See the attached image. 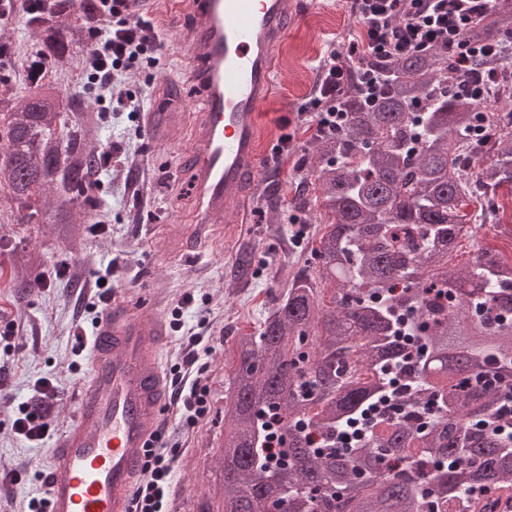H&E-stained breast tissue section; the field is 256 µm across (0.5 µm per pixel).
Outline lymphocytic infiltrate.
Instances as JSON below:
<instances>
[{
	"label": "lymphocytic infiltrate",
	"mask_w": 512,
	"mask_h": 512,
	"mask_svg": "<svg viewBox=\"0 0 512 512\" xmlns=\"http://www.w3.org/2000/svg\"><path fill=\"white\" fill-rule=\"evenodd\" d=\"M85 22L95 42L86 60L102 89H110L119 73L130 70L152 49L159 34L152 20L138 12V0H87ZM496 0H348L347 8L359 31L346 41L344 52H330L315 66L313 92L298 114L313 136L341 131L344 112L337 103L345 96L352 69L362 68L365 58L376 57L394 63L415 53L444 47L455 57L458 89L475 104L492 94L493 86L512 78L510 68L479 69L482 59L502 56L503 48L471 45L466 33L476 17L494 8ZM363 70V68H362ZM362 85L367 99H374L380 83L372 72L363 70ZM36 403H22L12 423L14 432L31 442L45 439L50 428L55 397L50 379L34 388ZM179 448L149 451L146 478L133 498L132 512H168L169 478Z\"/></svg>",
	"instance_id": "f902f5d3"
}]
</instances>
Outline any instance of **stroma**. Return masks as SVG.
Returning a JSON list of instances; mask_svg holds the SVG:
<instances>
[{
    "instance_id": "35a3bbf8",
    "label": "stroma",
    "mask_w": 512,
    "mask_h": 512,
    "mask_svg": "<svg viewBox=\"0 0 512 512\" xmlns=\"http://www.w3.org/2000/svg\"><path fill=\"white\" fill-rule=\"evenodd\" d=\"M148 16L157 27L162 48L154 60L119 75L109 101H95L103 116L100 136L105 147L119 154L100 171L99 213L103 233L78 224L87 239V252L66 250L50 225L20 224L10 210L0 211V468L18 473L19 480L0 493V512H28L31 498L45 496L42 477L48 467V445L34 446L11 428L18 407L30 401L33 386L51 378L57 393L56 411L49 432L57 439L74 416L76 382L88 370L94 330L90 305L96 293L73 282L84 276L112 272V291L137 297L160 293V311L166 320H179L171 331L161 359L170 391L182 389L178 373L184 364L182 332L208 321L211 329L206 350L199 353L202 381L207 384L209 411L187 426L171 412L163 429L164 440L178 444L170 486V512H217L224 494L218 460L224 431V394L237 366L234 339L258 330L273 311L286 287L287 270L296 253L311 250V239L293 240L288 212L294 207L300 182L296 170L300 151L309 140L298 128L291 152L281 166H265L263 183L272 184L276 209H268L261 189H253L238 206L239 221L207 230L197 249L176 252L175 238L194 235L196 203L188 191L187 154L194 145L193 92L185 76L186 60L176 48V35L166 22L163 0H145ZM353 29L345 0H304L298 23L278 55L275 95L261 116V151L270 156L281 135L282 118L294 117L309 96L315 79L313 66L327 49ZM0 37L9 39L16 52L0 60V93L23 94L27 87L24 59L37 49V41L21 15L0 24ZM136 97L141 111L177 112L182 119L167 145L150 136L140 119L120 108ZM37 249L43 264L39 286L17 297L10 286L13 248ZM512 253V237L486 225L474 237L462 240L452 258L461 266L478 250ZM250 252L247 276H239L237 258Z\"/></svg>"
}]
</instances>
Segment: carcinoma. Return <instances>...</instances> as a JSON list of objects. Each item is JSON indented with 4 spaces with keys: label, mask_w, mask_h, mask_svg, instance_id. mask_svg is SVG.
<instances>
[{
    "label": "carcinoma",
    "mask_w": 512,
    "mask_h": 512,
    "mask_svg": "<svg viewBox=\"0 0 512 512\" xmlns=\"http://www.w3.org/2000/svg\"><path fill=\"white\" fill-rule=\"evenodd\" d=\"M29 20L39 53L26 60L25 95L0 98V168L20 224H51L71 249L80 210L98 208L101 117L42 70H71L90 49L81 23ZM475 43L512 42V0L468 30ZM389 90L371 110L356 83L340 109L343 130L311 141L297 206L318 224L320 259L288 280L259 331L234 340L238 366L224 406L220 472L224 512H496L488 491L512 486V441L484 422L512 387V262L485 250L448 268L460 239L501 224L497 192L512 189V92L485 102L476 141L474 102L457 92L448 50L396 65L370 58ZM13 266L41 257L13 251ZM331 305L321 304L324 291ZM412 386L396 418L377 417L361 441L336 448L390 389L386 367ZM434 415L421 418L428 401ZM277 415L288 466L264 461L261 427Z\"/></svg>",
    "instance_id": "carcinoma-1"
}]
</instances>
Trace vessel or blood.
Wrapping results in <instances>:
<instances>
[{"label":"vessel or blood","mask_w":512,"mask_h":512,"mask_svg":"<svg viewBox=\"0 0 512 512\" xmlns=\"http://www.w3.org/2000/svg\"><path fill=\"white\" fill-rule=\"evenodd\" d=\"M169 19L197 94L189 157L199 225L233 224L263 176L261 112L298 17L296 0H173ZM169 326L157 303L109 301L69 428L52 444L46 512H130L148 448L166 418L159 352Z\"/></svg>","instance_id":"obj_1"}]
</instances>
